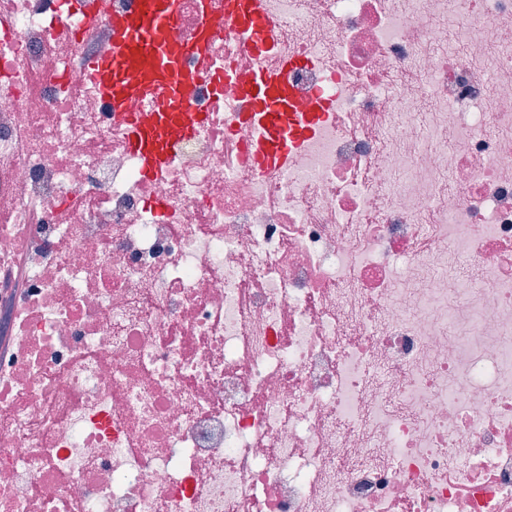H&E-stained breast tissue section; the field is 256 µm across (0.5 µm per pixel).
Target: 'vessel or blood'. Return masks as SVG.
Returning <instances> with one entry per match:
<instances>
[{"label":"vessel or blood","instance_id":"vessel-or-blood-1","mask_svg":"<svg viewBox=\"0 0 512 512\" xmlns=\"http://www.w3.org/2000/svg\"><path fill=\"white\" fill-rule=\"evenodd\" d=\"M223 16H209L191 39L177 34L178 0H139L138 10L112 31L110 54L88 58L83 73L101 88L110 105L140 98L155 105L153 123L129 120L127 147L134 154L143 174H156L164 165L170 146L191 129L185 114L195 78L181 71L183 55H204L224 18H232L246 33L253 51L267 46L269 22L258 0H224ZM262 112L270 135L265 161H283L292 153L297 129L281 121V114L292 102L286 72H257L246 90Z\"/></svg>","mask_w":512,"mask_h":512}]
</instances>
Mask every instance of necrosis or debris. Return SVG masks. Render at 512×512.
<instances>
[{
	"label": "necrosis or debris",
	"mask_w": 512,
	"mask_h": 512,
	"mask_svg": "<svg viewBox=\"0 0 512 512\" xmlns=\"http://www.w3.org/2000/svg\"><path fill=\"white\" fill-rule=\"evenodd\" d=\"M135 6L0 0V512H512V0H262L157 176L79 76ZM224 15L232 18L246 33L249 46L255 52L267 47L266 34L269 22L257 0H224ZM288 64L279 73L257 72L245 93L262 112L266 129L270 135V148L264 154V160L284 161L292 153L298 128H288L281 121V113L286 112L292 102V93L288 87Z\"/></svg>",
	"instance_id": "1"
}]
</instances>
